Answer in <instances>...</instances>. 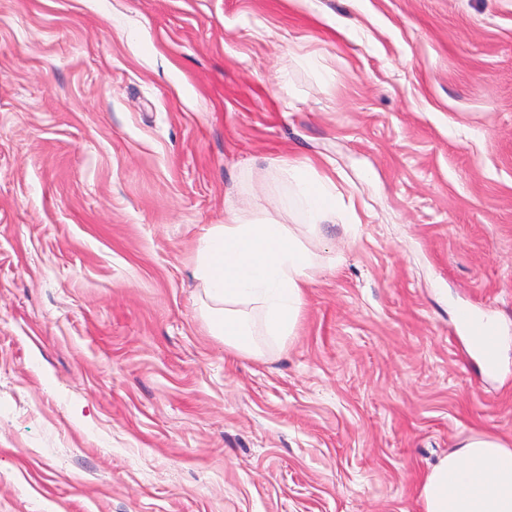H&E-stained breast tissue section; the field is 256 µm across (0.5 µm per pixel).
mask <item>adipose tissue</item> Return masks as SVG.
<instances>
[{
  "instance_id": "1",
  "label": "adipose tissue",
  "mask_w": 512,
  "mask_h": 512,
  "mask_svg": "<svg viewBox=\"0 0 512 512\" xmlns=\"http://www.w3.org/2000/svg\"><path fill=\"white\" fill-rule=\"evenodd\" d=\"M282 172L304 203L310 226L344 212L333 180L313 165L291 161ZM314 265V254L287 225L257 223L225 207L223 223L198 237L193 268L213 335L238 352L257 353L254 311L266 335H292ZM420 501L421 512H512V448L491 433L466 436L426 475Z\"/></svg>"
}]
</instances>
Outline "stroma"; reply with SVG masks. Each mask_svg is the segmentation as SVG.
Wrapping results in <instances>:
<instances>
[{"instance_id":"35a3bbf8","label":"stroma","mask_w":512,"mask_h":512,"mask_svg":"<svg viewBox=\"0 0 512 512\" xmlns=\"http://www.w3.org/2000/svg\"><path fill=\"white\" fill-rule=\"evenodd\" d=\"M290 159L357 223L307 233ZM230 203L318 256L256 355L192 275ZM474 432L512 445V0H0V512H420ZM470 307L458 311L457 322L468 332L471 343L490 368L497 367V356L501 342L500 329L494 321L481 318Z\"/></svg>"}]
</instances>
